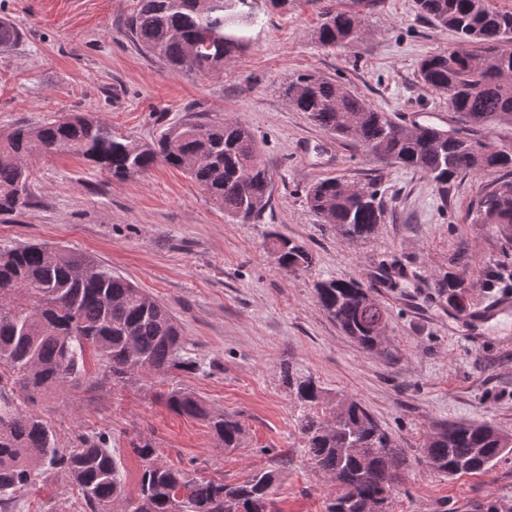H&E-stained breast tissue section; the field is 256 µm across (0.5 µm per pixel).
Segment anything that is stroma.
Here are the masks:
<instances>
[{"instance_id": "35a3bbf8", "label": "stroma", "mask_w": 512, "mask_h": 512, "mask_svg": "<svg viewBox=\"0 0 512 512\" xmlns=\"http://www.w3.org/2000/svg\"><path fill=\"white\" fill-rule=\"evenodd\" d=\"M137 0H0V19L21 31L0 50V131L67 112H91L113 132L148 142L189 117L235 119L252 132L271 174L260 221L242 223L214 205L183 172L157 165L117 180L74 155L30 160L35 205L18 223H0V246L40 241L91 255L161 302L196 358L194 372L112 381L88 360L80 384L42 396L38 413L59 447L81 434L108 433L126 498L140 494L142 463L133 444L151 440L159 463L227 483L278 472L279 512H326L333 482L309 460L296 422L301 405L283 366L315 378L319 412L357 401L404 448L409 466L391 512H512V455L489 471L449 478L431 471L422 448L448 422L490 423L512 434V314L450 330L435 288L468 272L470 306L497 296L478 282L504 259L497 225L473 223L480 197L512 180L495 169L461 175L438 190L422 173L391 165L357 142L325 132L283 92L298 75L337 81L403 125L446 115L447 100L418 76L425 56L457 45L455 32L420 14L416 0H256L264 20L245 50L219 74L187 73L146 54L124 31ZM362 21L359 39L328 48L317 39L326 10ZM334 177L370 186L386 212L366 239L347 240L313 212L306 192ZM303 242L311 265L289 272L274 236ZM412 280L380 284L382 262ZM355 277L383 307L387 337L366 351L316 302L318 283ZM195 392L218 412L239 414L246 434L227 448L205 423L171 412V387ZM67 472H40L15 512H81Z\"/></svg>"}]
</instances>
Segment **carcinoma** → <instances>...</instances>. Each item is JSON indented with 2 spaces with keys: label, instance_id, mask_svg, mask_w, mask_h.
Segmentation results:
<instances>
[{
  "label": "carcinoma",
  "instance_id": "carcinoma-1",
  "mask_svg": "<svg viewBox=\"0 0 512 512\" xmlns=\"http://www.w3.org/2000/svg\"><path fill=\"white\" fill-rule=\"evenodd\" d=\"M420 12L454 30L466 49L436 52L419 64L422 83L448 97L465 127L450 132L423 126L411 137L398 123L335 80L303 74L285 87L291 106L326 132L378 150L386 160L427 175L443 191L461 174L512 169V149L492 148L484 129L512 124V11L492 9L488 0H417ZM261 22L253 0H137L126 32L144 51L188 72L218 74L224 59L249 42ZM359 17L327 13L318 39L334 48L352 43ZM0 20V47L20 39ZM35 154H75L94 169L124 180L157 164L183 171L232 218L255 221L269 202L271 178L257 143L237 120L186 119L164 126L150 142L112 132L90 112H69L40 124H18L0 134V222L13 223L32 206L28 160ZM311 209L332 216L349 239L369 237L384 210L369 187L349 195L344 183L325 178L307 191ZM474 224H497L512 239V181L477 203ZM277 262L295 272L310 265L307 246L275 237ZM512 289V264L504 261L480 282ZM454 308L469 288L461 274L437 284ZM323 312L366 351L381 338L373 328L384 311L367 302L368 289L354 277L333 278L316 289ZM127 382L171 369L194 371L197 362L167 309L155 298L87 255L30 242L0 248V512H13L16 494L46 466L69 473L81 491L84 512H112L123 499V483L108 437L81 434L73 448L57 447L51 426L33 410L37 398L86 370V353ZM282 379L303 406L297 428L314 465L340 489L328 512H389L404 479L407 455L361 404L350 402L330 419L312 412L322 389L310 376L289 369ZM161 398L172 412L201 420L224 443L238 448L245 426L236 414L216 413L196 393L173 388ZM133 452L142 460L139 501L125 512H275L277 474L257 471L238 484L195 476L155 462L156 448L144 439ZM512 453V436L490 424L450 422L423 448L428 467L448 475L489 470Z\"/></svg>",
  "mask_w": 512,
  "mask_h": 512
}]
</instances>
